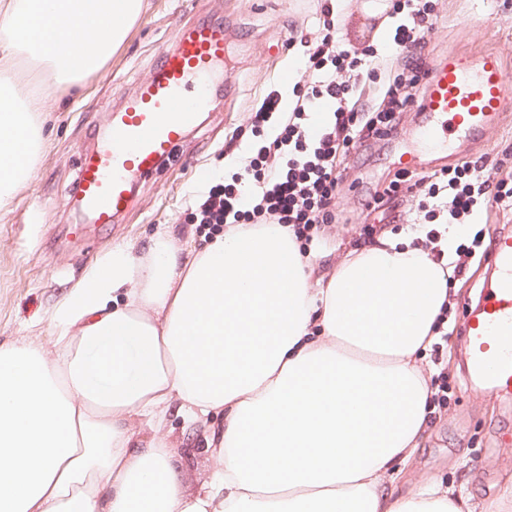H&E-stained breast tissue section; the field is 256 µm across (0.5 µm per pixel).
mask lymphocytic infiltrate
I'll return each mask as SVG.
<instances>
[{"instance_id":"f902f5d3","label":"lymphocytic infiltrate","mask_w":512,"mask_h":512,"mask_svg":"<svg viewBox=\"0 0 512 512\" xmlns=\"http://www.w3.org/2000/svg\"><path fill=\"white\" fill-rule=\"evenodd\" d=\"M393 8L405 17L394 29L392 47L417 59L434 25L428 6L423 0H395ZM376 55L370 45L348 49L330 32L308 45L300 66L305 91L292 110H285L279 90H271L251 114L254 130H269L266 144L223 183L212 186L205 198L194 201L195 218L208 236L223 233L228 224H280L306 246L320 225L335 221L337 154L395 132L396 114L407 104L400 90L420 82L416 75H396L385 92L386 107L376 115L350 108L359 82L376 74ZM322 104L329 111L314 136L312 110ZM408 187L429 199V218L440 216L450 224L469 223L485 196L492 197L499 209L512 210V179H491L478 165L446 167Z\"/></svg>"}]
</instances>
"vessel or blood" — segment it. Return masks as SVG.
Listing matches in <instances>:
<instances>
[{"instance_id": "b4317fda", "label": "vessel or blood", "mask_w": 512, "mask_h": 512, "mask_svg": "<svg viewBox=\"0 0 512 512\" xmlns=\"http://www.w3.org/2000/svg\"><path fill=\"white\" fill-rule=\"evenodd\" d=\"M220 23H194L164 43L152 75L122 93L107 132L78 166L73 201L91 223L108 225L132 205L135 180L152 177L171 159L210 103L209 78L224 60ZM419 136L443 148L450 135L475 143L512 109V74L493 52L448 56L425 78ZM495 276L477 311L464 319L472 373L489 392L512 394V234L493 236Z\"/></svg>"}]
</instances>
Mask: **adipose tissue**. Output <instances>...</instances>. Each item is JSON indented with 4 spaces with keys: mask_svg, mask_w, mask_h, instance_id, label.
<instances>
[{
    "mask_svg": "<svg viewBox=\"0 0 512 512\" xmlns=\"http://www.w3.org/2000/svg\"><path fill=\"white\" fill-rule=\"evenodd\" d=\"M459 225L348 246L333 267L278 224H232L182 256L168 233L113 251L52 315L0 344V512H512L394 464L427 428L421 365ZM222 418L198 490L169 415Z\"/></svg>",
    "mask_w": 512,
    "mask_h": 512,
    "instance_id": "obj_1",
    "label": "adipose tissue"
}]
</instances>
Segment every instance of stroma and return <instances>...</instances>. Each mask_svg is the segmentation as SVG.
Masks as SVG:
<instances>
[{"instance_id":"1","label":"stroma","mask_w":512,"mask_h":512,"mask_svg":"<svg viewBox=\"0 0 512 512\" xmlns=\"http://www.w3.org/2000/svg\"><path fill=\"white\" fill-rule=\"evenodd\" d=\"M365 0H346L342 36L350 49L378 46V80L366 83L359 102L372 111L383 107L380 88L403 70L401 57L380 46L381 38L364 20ZM436 22L427 36L423 70L453 52L493 50L512 70V0H433ZM225 22L233 28L224 65L225 88L216 89L200 125L175 157L153 178L134 187V205L110 225L87 223L71 200L79 159L101 133L107 112L117 103L114 83L133 89L150 76L160 44L198 21ZM323 28L317 0H145V7L126 41L103 67L83 76L78 85L53 83L41 64L22 58L17 66L21 88L40 89L44 110L39 118L45 141L30 178L22 184L9 211L0 212V343L29 336L51 341V316L60 298L82 281L112 250L148 245L155 233L170 228L183 250L202 248L203 232L190 204L224 172L233 171L253 142L251 111L270 89L292 93L285 75L297 68L302 40ZM418 119L416 104L399 116L400 133L358 146L340 165L336 220L321 225L313 249L339 257L348 244L364 241L362 227L372 224L399 233L424 221L419 197L389 200L366 210V200L383 192L398 173L407 179L422 169L405 168L420 156L407 136ZM193 166H184L185 157ZM483 160L500 176L512 174V117L469 150L432 158L433 169ZM464 270L450 284L448 313L442 326L448 334L439 362L424 358L427 376L444 375L449 398L434 408L428 435L397 486L409 490L418 479L442 481L463 488L475 500L494 496L512 481V398H499L467 382L463 373L464 341L459 333L464 305L477 301L489 269L488 255L476 248L463 257ZM169 426L177 441L178 461L195 489L208 466L206 428L185 427L180 417Z\"/></svg>"}]
</instances>
